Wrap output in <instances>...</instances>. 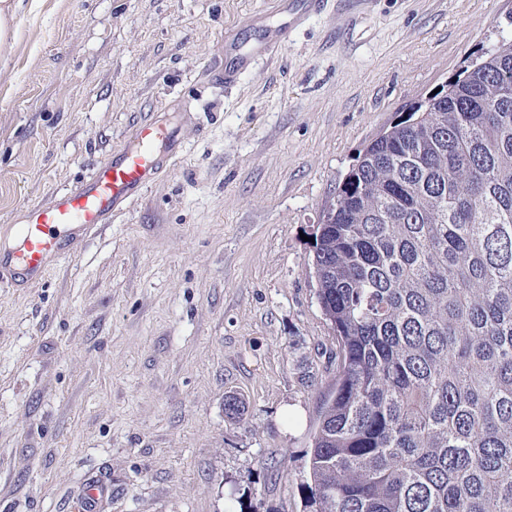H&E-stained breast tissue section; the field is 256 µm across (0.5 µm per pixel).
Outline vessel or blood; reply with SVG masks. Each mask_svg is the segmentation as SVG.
<instances>
[{
	"label": "vessel or blood",
	"instance_id": "b4317fda",
	"mask_svg": "<svg viewBox=\"0 0 512 512\" xmlns=\"http://www.w3.org/2000/svg\"><path fill=\"white\" fill-rule=\"evenodd\" d=\"M323 0H288L286 23L266 31L264 39L245 52L233 32L224 35V52L236 63L221 72L225 83L258 55L275 54L288 43L293 27ZM184 152L182 127L157 118L138 125L125 144L100 162L89 179L57 194L49 205L29 207L24 221L0 230V287L28 289L40 285L49 270L75 257L89 239L106 230L123 211Z\"/></svg>",
	"mask_w": 512,
	"mask_h": 512
}]
</instances>
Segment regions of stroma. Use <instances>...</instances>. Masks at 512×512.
Returning a JSON list of instances; mask_svg holds the SVG:
<instances>
[{
  "mask_svg": "<svg viewBox=\"0 0 512 512\" xmlns=\"http://www.w3.org/2000/svg\"><path fill=\"white\" fill-rule=\"evenodd\" d=\"M36 0L0 44V226L174 110L186 151L42 286L0 288V512H304L338 344L308 237L365 147L512 36V0ZM246 406L242 422L224 398ZM324 1L325 0H289L288 22L272 30H266L264 39L252 49V52L242 51L235 34L232 31H227L224 35V54L226 56H234L236 64L233 67L224 66V71L220 73V78L224 80V84L235 82L241 70L246 68L248 62L255 56H269L284 48L288 43V36L292 32V29L310 12L317 10Z\"/></svg>",
  "mask_w": 512,
  "mask_h": 512,
  "instance_id": "obj_1",
  "label": "stroma"
}]
</instances>
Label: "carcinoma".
I'll use <instances>...</instances> for the list:
<instances>
[{"instance_id":"1","label":"carcinoma","mask_w":512,"mask_h":512,"mask_svg":"<svg viewBox=\"0 0 512 512\" xmlns=\"http://www.w3.org/2000/svg\"><path fill=\"white\" fill-rule=\"evenodd\" d=\"M314 240L308 512H512V38L367 146Z\"/></svg>"}]
</instances>
